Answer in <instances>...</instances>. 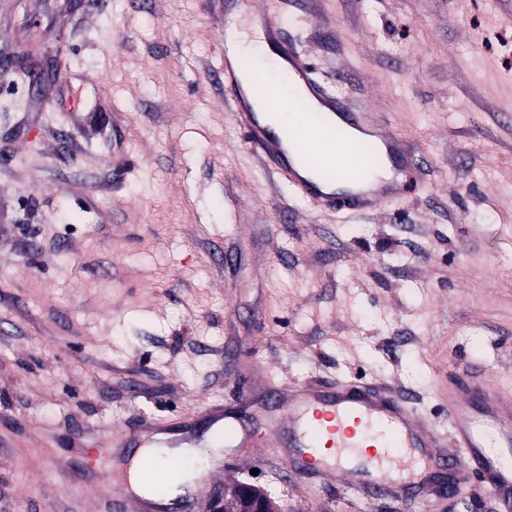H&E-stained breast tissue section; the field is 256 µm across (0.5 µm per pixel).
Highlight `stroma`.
<instances>
[{
	"mask_svg": "<svg viewBox=\"0 0 512 512\" xmlns=\"http://www.w3.org/2000/svg\"><path fill=\"white\" fill-rule=\"evenodd\" d=\"M271 6L434 161L421 193L360 218L295 198L228 114L214 0H0V52L31 72L0 78V512H95L112 463L73 452L83 426L358 375L445 433L435 368L512 385V0ZM254 439L191 501L234 479L282 512H500L475 477L428 500L285 479Z\"/></svg>",
	"mask_w": 512,
	"mask_h": 512,
	"instance_id": "35a3bbf8",
	"label": "stroma"
}]
</instances>
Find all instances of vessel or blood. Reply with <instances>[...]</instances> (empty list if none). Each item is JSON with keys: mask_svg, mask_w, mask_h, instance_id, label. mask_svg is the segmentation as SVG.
Instances as JSON below:
<instances>
[{"mask_svg": "<svg viewBox=\"0 0 512 512\" xmlns=\"http://www.w3.org/2000/svg\"><path fill=\"white\" fill-rule=\"evenodd\" d=\"M264 32L280 60L276 71L255 64L243 73L232 54L224 56V95L229 115L246 144L265 167L314 208L347 216H366L418 194L425 185L428 160L397 129L329 91L311 63L282 27L278 17L264 20ZM263 84L266 101L281 108L278 126L256 112L254 84ZM389 162L392 176L358 180L356 188H337L330 171L363 166L358 145ZM448 403L450 434L436 431L411 401L386 387L352 380L317 379L293 386L282 408L260 418L243 417L225 430L224 415L206 408L213 434L197 431L192 419L161 418L141 433L85 430L84 439L109 443L112 464L125 466L137 442L164 446L227 440L251 447L254 423H262L274 452L292 474L328 473L370 494L401 498L449 494L469 475L495 493L502 512H512V465L488 453V443L512 452V390L490 388L485 371L467 368L440 383ZM160 512L153 499L138 498L110 486L100 512Z\"/></svg>", "mask_w": 512, "mask_h": 512, "instance_id": "vessel-or-blood-1", "label": "vessel or blood"}]
</instances>
